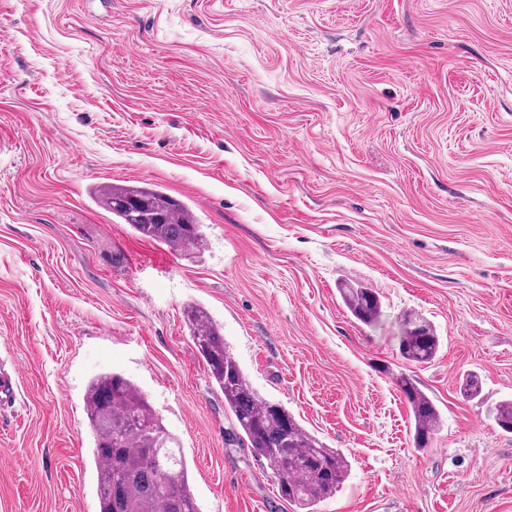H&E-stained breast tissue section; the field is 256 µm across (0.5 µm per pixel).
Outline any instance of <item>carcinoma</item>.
I'll return each instance as SVG.
<instances>
[{"instance_id": "1", "label": "carcinoma", "mask_w": 512, "mask_h": 512, "mask_svg": "<svg viewBox=\"0 0 512 512\" xmlns=\"http://www.w3.org/2000/svg\"><path fill=\"white\" fill-rule=\"evenodd\" d=\"M96 201L137 236L168 249L184 252L203 238L194 213L158 188L103 182ZM339 292L355 319L365 325L378 321L379 293L363 285H345ZM186 316L194 346L224 395V410L235 426L233 440L266 462L279 496L309 509L335 496L351 469L346 455L316 439L282 406L257 395L226 349L222 328L204 308L191 306ZM415 321L417 333L401 340L400 355L428 364L439 352L441 337L427 319L417 315ZM394 382L409 407L413 440L425 448L441 426L440 410L413 377L400 373ZM461 390L478 398L480 376L467 374ZM84 407L98 472L99 512H200L180 446L134 381L114 371L97 375L87 387ZM489 414L501 430L512 433V399L497 402Z\"/></svg>"}]
</instances>
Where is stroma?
<instances>
[{
  "label": "stroma",
  "mask_w": 512,
  "mask_h": 512,
  "mask_svg": "<svg viewBox=\"0 0 512 512\" xmlns=\"http://www.w3.org/2000/svg\"><path fill=\"white\" fill-rule=\"evenodd\" d=\"M108 181L186 203L200 245L114 223ZM191 302L350 460L314 512H512V434L486 414L512 398V0H0V512H99L103 371L146 393L202 512H298L230 442ZM414 313L442 338L427 365L399 352ZM400 373L442 412L430 447ZM341 298L350 314L365 325L378 321L381 313L380 295L363 285H344L339 288Z\"/></svg>",
  "instance_id": "35a3bbf8"
}]
</instances>
